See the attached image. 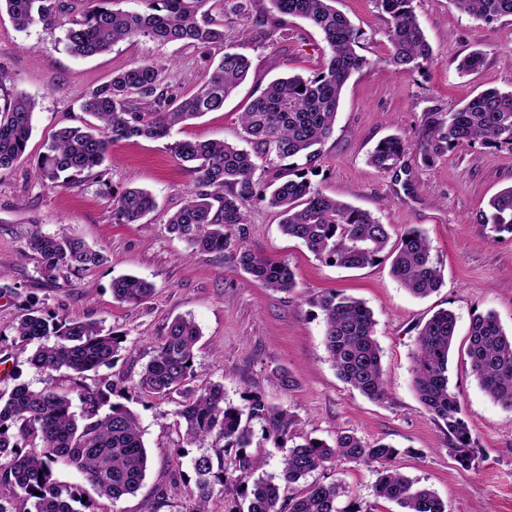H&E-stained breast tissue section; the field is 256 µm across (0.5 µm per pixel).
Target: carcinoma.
Segmentation results:
<instances>
[{"label":"carcinoma","instance_id":"carcinoma-1","mask_svg":"<svg viewBox=\"0 0 512 512\" xmlns=\"http://www.w3.org/2000/svg\"><path fill=\"white\" fill-rule=\"evenodd\" d=\"M284 17L304 19L316 27L325 43V61L308 77L284 75L271 81L239 115L251 149L224 141L175 143V156L193 177L185 204L167 222L169 233L193 252H229L237 266L264 287L290 292L296 287L288 262L253 252L248 205L259 197L278 209L281 232L303 243L317 258L338 267L358 270L382 258L391 259V275L410 294L426 298L443 285L431 255L427 235L417 227L391 240L387 225L371 213L329 197L307 177L320 158L321 146L334 131L345 83L367 64L357 47L361 35L336 9V0H235L233 9L254 13L255 28L267 25L264 2ZM95 5L66 30L64 45L75 57L105 53L120 42L147 38L167 44L218 48L207 80L192 94L179 96L167 82L168 67L156 61L135 64L112 74L89 91L81 104L79 125L54 132L34 164V176L50 190H72L106 161L109 147L131 138L160 139L191 119L224 107L246 79L251 61L226 42L224 23L211 16L212 0H145L148 11L113 9L115 0ZM389 17L391 45L387 65L407 75L430 60L432 49L412 6L413 0H377ZM465 14L486 23L512 17V0H454ZM59 0H0L14 25H53ZM481 50L459 64L463 72L485 62ZM0 72V172L22 160L33 131L34 100L15 92ZM476 142L512 150V90L486 89L450 112L428 113L417 149L421 161L432 166L448 151ZM401 138L379 141L369 161L380 169L395 166L404 154ZM258 157L279 161L298 158L301 167L278 172L262 183L255 178ZM156 207L153 195L128 189L112 199V223L138 224ZM477 223L496 233L512 234V186L488 202ZM38 255L41 273L56 277L66 270L86 272L99 266L104 255L60 229L46 233L35 228L26 242ZM153 286L123 275L112 281V296L120 303L146 301ZM312 304L324 323V342L338 377L371 400L385 395L381 349L374 338L376 322L365 303L340 291L317 296ZM456 317L435 312L421 327L414 354V390L420 403L448 435V450L462 464L478 453L455 393L449 388L448 361L455 343ZM13 338L35 349L30 363L47 376L61 370L83 405L81 418L72 399L50 387L33 389L18 384L0 391V512H76L75 495L63 493L56 480L61 468H74L111 503L135 493L147 471L144 431L137 414L112 397L135 391L159 400L180 397L174 415L189 444L212 440L215 455L193 459L197 502L191 512H211L214 496L224 493L227 480L241 490L224 512H352L343 504L346 487L339 481L315 482L296 491L312 473L341 457L356 464L378 463L376 494L395 503L399 512H447L430 488L402 474L394 461L399 449L385 443L370 445L354 434L339 432L333 442L306 438L291 447L294 416L259 395L244 397L241 407L224 401V386L211 383L194 389L195 349L201 333L191 319L177 317L153 348L137 382L126 387L109 378L85 384L87 373L112 362L123 349L124 337L105 333L95 322L65 313L24 308L12 325ZM465 355L481 389L503 409L512 411V335L491 311L476 313L469 326ZM286 449L278 477L253 478L264 465L247 452L252 444V421Z\"/></svg>","mask_w":512,"mask_h":512}]
</instances>
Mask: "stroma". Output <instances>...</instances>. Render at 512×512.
Masks as SVG:
<instances>
[{
    "mask_svg": "<svg viewBox=\"0 0 512 512\" xmlns=\"http://www.w3.org/2000/svg\"><path fill=\"white\" fill-rule=\"evenodd\" d=\"M55 23L17 29L0 12V73L14 91L34 99V129L28 158L0 173V270L11 291L0 295V388L20 382L72 391L65 372L53 376L29 362L33 346L12 341L11 325L21 308L64 312L99 322L123 335L127 348L98 374L133 384L153 355V346L178 316L193 319L202 338L195 351L196 385L220 383L227 403L242 405L256 393L297 419L298 438L333 441L342 431L365 442L399 448L396 464L407 477L434 490L448 512H512V412L481 390L465 360L473 314L494 312L512 331V234L490 232L476 223L477 212L502 189L512 186V149L464 144L434 166H422L416 150L429 112H447L487 88L512 89V17L485 23L459 11L453 0H413L432 47L431 60L413 73H392L388 16L377 0H337L362 34L360 55L367 63L344 86L332 136L325 142L319 170L310 174L324 194L369 211L400 235L410 227L428 236L443 286L417 298L390 274L389 259L361 270H346L317 259L297 240L281 234L280 217L266 203L249 205L252 251L289 263L294 290L273 292L236 268L219 253L188 254L183 241L168 233V217L185 203L192 177L172 148L185 140H222L241 144L238 115L274 78L308 76L324 62L321 33L308 22L273 15L265 33L253 30L248 14L213 9L224 33L252 67L246 81L223 110L187 121L161 139H131L109 148L103 180L88 178L72 191H52L33 177V161L56 130L78 123L83 96L113 72L144 60L165 63L175 94L193 93L207 78L212 51L180 43L160 45L141 38L114 46L92 58H76L63 48L66 28L90 8V0H62ZM480 49L486 55L474 74L459 71L461 59ZM406 144L397 167L380 170L368 155L385 137ZM129 188L150 191L157 208L140 224L111 221L112 198ZM65 229L100 250L104 263L88 272L49 280L26 247L33 228ZM142 277L154 294L141 304L112 297V280ZM363 300L376 321L386 394L373 401L336 375L324 345V323L313 299L329 290ZM440 309L456 316V340L448 366L449 385L478 448L476 458L460 465L448 451L443 425L423 407L413 389V354L420 327ZM286 374L282 387L277 374ZM126 404L145 431L149 463L142 487L117 503L100 498L82 475L59 469L56 479L83 499L78 512H191L196 500L193 459L199 445H186L174 415L175 403L133 396ZM378 464L336 458L316 471L315 482L341 481L353 512H398L378 498ZM178 483L165 507H156L159 490Z\"/></svg>",
    "mask_w": 512,
    "mask_h": 512,
    "instance_id": "obj_1",
    "label": "stroma"
}]
</instances>
